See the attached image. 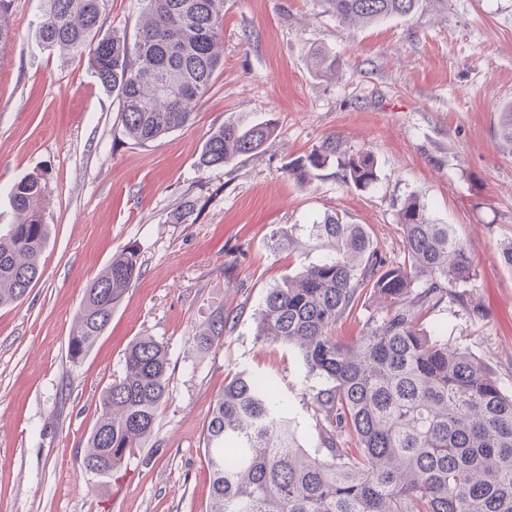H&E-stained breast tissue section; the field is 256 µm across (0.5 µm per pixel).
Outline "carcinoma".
<instances>
[{"label":"carcinoma","instance_id":"cac0c4a2","mask_svg":"<svg viewBox=\"0 0 512 512\" xmlns=\"http://www.w3.org/2000/svg\"><path fill=\"white\" fill-rule=\"evenodd\" d=\"M142 2L144 18L132 38L117 31L100 36L108 0H43L36 33L46 49L88 56L100 83L119 99L127 137L146 145L188 124L210 90L222 65L224 0ZM324 2L340 21L364 26L410 17L420 7V0ZM10 5L0 0V50L10 40ZM315 63L335 76L342 67L324 51ZM274 131L271 122L245 128L228 121L205 142L199 166L221 168L255 153ZM332 158L345 184H377L374 155H349L334 136L289 162L288 176L305 187ZM46 201L37 176L12 187L22 221L0 235V305L24 299L39 277L49 239ZM396 229L403 254L391 259L366 225L344 213L303 225L323 254L267 290L256 336L296 352L305 377L320 381L314 432L299 433L271 383L236 374L204 431L208 512H512V392L483 362L450 346L440 326L423 325L445 303L482 316L455 290L474 280L470 248L453 225L435 222L416 194L400 202ZM139 272L137 250L128 247L93 280L68 338L72 360L93 348ZM366 297L378 303V314L355 341L336 340V324ZM226 324L222 315L213 319L193 337L196 347L217 345ZM168 368L165 346L153 337L130 345L124 375L103 393L85 470L112 474L152 436L169 396Z\"/></svg>","mask_w":512,"mask_h":512}]
</instances>
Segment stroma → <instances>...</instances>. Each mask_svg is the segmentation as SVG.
Instances as JSON below:
<instances>
[{
	"mask_svg": "<svg viewBox=\"0 0 512 512\" xmlns=\"http://www.w3.org/2000/svg\"><path fill=\"white\" fill-rule=\"evenodd\" d=\"M42 6L12 0L0 53V233L16 221L10 190L26 176L46 184L50 226L40 278L23 301L0 306V512H206L203 433L241 371L270 379L309 428L317 381L255 333L268 288L320 255L289 250V235L328 212L368 225L391 257L407 195L454 225L484 316L447 305L428 321L512 390V270L499 255L512 238V148L497 135L512 105V0H448L369 27L339 22L322 0H224L210 91L186 126L146 145L126 137L119 102L86 57L40 44ZM317 49L342 61L341 76L315 69ZM227 121H269L275 133L254 154L200 169L205 141ZM332 136L375 156L376 187L345 185L333 161L308 187L288 177V162ZM128 247L141 271L92 350L72 361L85 290ZM220 314L223 340L199 351L193 336ZM142 336L167 350L169 396L127 467L90 474L83 455L102 392Z\"/></svg>",
	"mask_w": 512,
	"mask_h": 512,
	"instance_id": "35a3bbf8",
	"label": "stroma"
}]
</instances>
